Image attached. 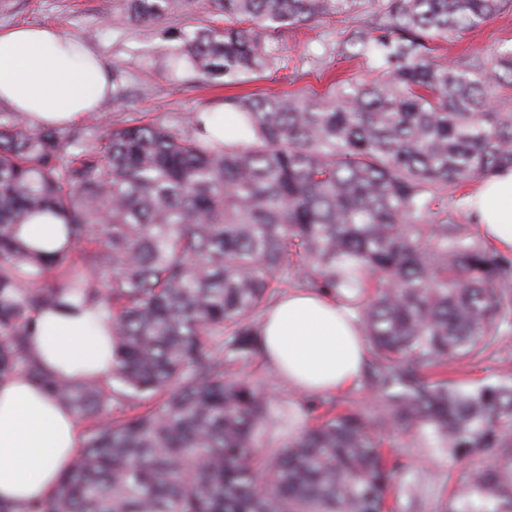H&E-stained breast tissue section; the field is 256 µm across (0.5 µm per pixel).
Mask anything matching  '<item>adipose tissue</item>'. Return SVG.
<instances>
[{
  "mask_svg": "<svg viewBox=\"0 0 512 512\" xmlns=\"http://www.w3.org/2000/svg\"><path fill=\"white\" fill-rule=\"evenodd\" d=\"M112 94L111 70L80 40L53 26L0 29V105L34 126L67 127L99 111ZM484 240L512 252V168L483 179L469 198ZM60 218L42 214L18 225L22 245L55 250ZM260 350L279 379L307 393L351 387L365 358L364 332L334 297L293 290L266 312ZM112 322L99 306L73 299L40 311L27 351L62 381L112 375ZM74 413L34 379L0 382V507L26 512L49 498L81 445Z\"/></svg>",
  "mask_w": 512,
  "mask_h": 512,
  "instance_id": "ef3b65f1",
  "label": "adipose tissue"
}]
</instances>
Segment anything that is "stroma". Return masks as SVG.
Listing matches in <instances>:
<instances>
[{"instance_id":"1","label":"stroma","mask_w":512,"mask_h":512,"mask_svg":"<svg viewBox=\"0 0 512 512\" xmlns=\"http://www.w3.org/2000/svg\"><path fill=\"white\" fill-rule=\"evenodd\" d=\"M368 11L364 4L349 13L282 29L277 35L282 60L240 86L225 84L220 78L206 83L192 71L173 73L168 69L171 44L163 40L164 30L185 23L223 26V19L208 12L206 0H196L189 15L152 27L124 19L117 0H0V28L50 25L77 37L111 64L116 96L97 113L99 130L123 126L133 119H155L186 129L197 112L238 94L291 95L308 89L322 92L333 79L375 78V65L365 58L336 60L328 55L344 31L366 18ZM499 47L512 48V6L459 37L435 42L433 54L436 61L448 64ZM230 374L254 381L272 401L295 410L289 428L272 432L267 441L269 448L279 447L290 431L307 423V416L298 410L303 392L278 379L261 354L233 366ZM385 442L394 455L413 467V495L401 493L390 498V512H443L452 486L490 459L486 452H441L429 448L422 437L402 430L387 431Z\"/></svg>"}]
</instances>
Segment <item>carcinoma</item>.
Listing matches in <instances>:
<instances>
[{
  "mask_svg": "<svg viewBox=\"0 0 512 512\" xmlns=\"http://www.w3.org/2000/svg\"><path fill=\"white\" fill-rule=\"evenodd\" d=\"M157 24L193 0H121ZM356 0H207L224 27L170 32L181 67L233 83L274 65L271 33ZM512 0H375L380 23L336 44L379 62L368 82L232 101L247 141L157 122L88 129L0 122V380L18 373L92 422L71 470L27 512H385L407 464L384 428L434 448H503L445 512H512V368L473 388L438 373L477 364L512 333V257L462 232L448 199L512 167V51L441 65L428 43ZM464 199V196L457 197ZM60 214L70 249H24L14 228ZM335 297L364 331L372 413L307 401L315 423L262 467L287 414L228 366L258 348L256 315L284 288ZM103 303L112 378L45 377L27 353L34 314L66 295Z\"/></svg>",
  "mask_w": 512,
  "mask_h": 512,
  "instance_id": "obj_1",
  "label": "carcinoma"
}]
</instances>
